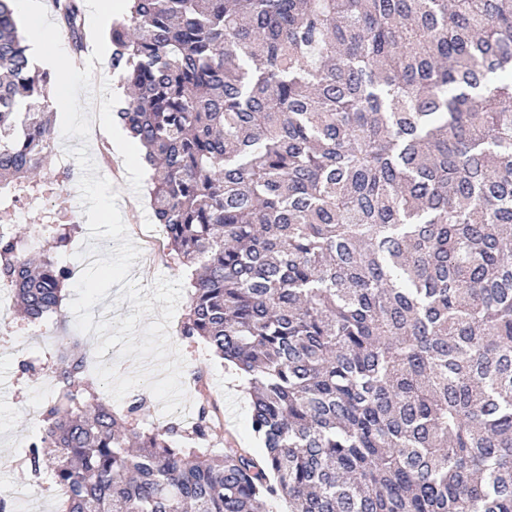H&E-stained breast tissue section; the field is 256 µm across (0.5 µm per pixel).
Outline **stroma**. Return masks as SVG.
<instances>
[{"label": "stroma", "mask_w": 512, "mask_h": 512, "mask_svg": "<svg viewBox=\"0 0 512 512\" xmlns=\"http://www.w3.org/2000/svg\"><path fill=\"white\" fill-rule=\"evenodd\" d=\"M109 139L100 122L92 124L89 139L56 137L46 167L33 179V197L8 209H0V224L10 225L28 235L41 225H66L71 238L59 251L62 263L87 267L108 256L101 240L88 236L80 204L78 182L81 169L71 163L70 174L58 166L68 149L86 147L97 174L110 177L118 194L117 205L136 203L139 221L127 230L142 254L136 258L128 277L112 285L107 296L92 308L95 321L111 322L104 335L78 334L74 316L64 322H43V335H36L34 323L21 320L12 306L0 308V496L15 500L19 512H60L63 495L48 481L34 482L19 459L39 435L40 413L57 385L51 366L60 344L79 335L91 364L97 390L113 409L123 410L133 396L145 398L149 412L144 426L170 421L171 411L180 416H197L200 395L191 381L202 373L210 397L217 407L216 422L207 442L216 453L233 446L261 456L263 443L250 427V396L246 383L232 367L216 358L203 342L183 339L179 324L189 302L191 272L179 267L164 247L145 249L137 224L153 223L151 190L154 173L150 168L131 170L132 161L108 149ZM39 360L30 373L21 372L22 362Z\"/></svg>", "instance_id": "stroma-1"}]
</instances>
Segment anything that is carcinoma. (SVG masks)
<instances>
[{
  "label": "carcinoma",
  "mask_w": 512,
  "mask_h": 512,
  "mask_svg": "<svg viewBox=\"0 0 512 512\" xmlns=\"http://www.w3.org/2000/svg\"><path fill=\"white\" fill-rule=\"evenodd\" d=\"M0 0V190L52 152ZM54 8L78 52L77 0ZM118 124L194 269L179 335L249 386L257 460L140 427L72 339L21 462L64 512H512V0H130L108 33ZM70 233L0 225L27 319L63 317Z\"/></svg>",
  "instance_id": "1"
}]
</instances>
